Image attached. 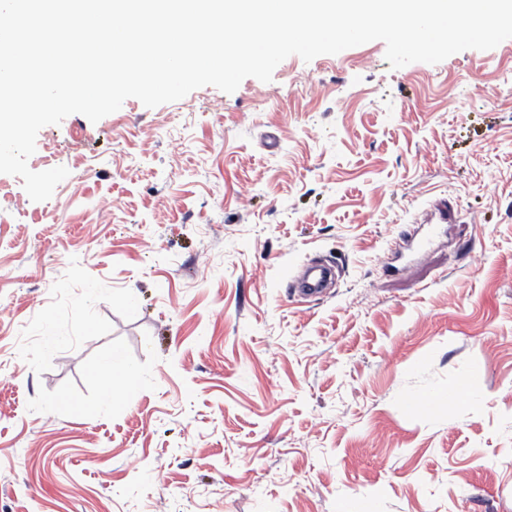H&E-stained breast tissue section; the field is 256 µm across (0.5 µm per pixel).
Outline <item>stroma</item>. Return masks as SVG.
I'll use <instances>...</instances> for the list:
<instances>
[{
  "label": "stroma",
  "instance_id": "stroma-1",
  "mask_svg": "<svg viewBox=\"0 0 512 512\" xmlns=\"http://www.w3.org/2000/svg\"><path fill=\"white\" fill-rule=\"evenodd\" d=\"M385 52L0 174V512H512V39Z\"/></svg>",
  "mask_w": 512,
  "mask_h": 512
}]
</instances>
